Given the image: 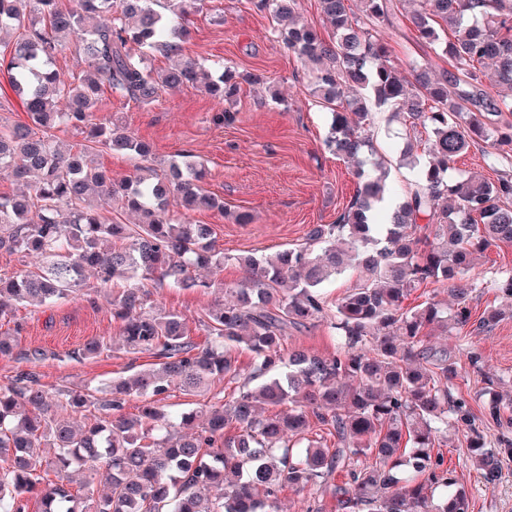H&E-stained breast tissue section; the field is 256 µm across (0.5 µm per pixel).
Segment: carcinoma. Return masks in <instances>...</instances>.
Returning <instances> with one entry per match:
<instances>
[{
	"mask_svg": "<svg viewBox=\"0 0 512 512\" xmlns=\"http://www.w3.org/2000/svg\"><path fill=\"white\" fill-rule=\"evenodd\" d=\"M297 2L255 6L276 22V38L314 69L310 91L331 111L325 147L353 161L374 151L365 129L371 98L410 129L429 131V163L390 222H371L387 175L374 162L372 172L358 170L361 185L334 223L311 225L296 249L257 258L225 254L211 225L170 214L174 193L188 210L224 211V202L199 185L192 152L179 153L167 173L148 167V174L119 182L94 161L100 148L149 156L137 138L95 122L104 90L143 104L189 86L226 103L238 97L240 82L228 69L215 78L187 59L159 77L147 65L151 53L181 55L190 35L185 0H0V34L11 33L0 73L30 120L0 128V174L26 188L18 197L0 196V250L39 259L34 271L0 274V322H11L18 304L40 306L79 292L90 272L96 289L108 292L123 349L157 359L113 381L103 397L72 390L51 401L33 371L46 351L0 332V356L23 366L0 385V458L10 461L0 473V512H27L33 495L41 512H87L69 489L75 468L107 484L94 512H278L284 488L312 486L336 501V512H468L466 492L448 491L456 481L443 456L433 454L450 413L465 427L484 480L496 479L497 454L451 399L456 365L427 341L469 324L464 277L475 251L512 243V180L448 178L474 139L512 145L505 119L512 114V0H417L412 24L448 57L441 70L390 60L386 43L366 28L390 24L388 0H360L359 15L347 0H319L329 39L294 22ZM447 28L451 40L442 36ZM69 42L90 74L67 84L50 64ZM488 63L507 90L496 98L483 89ZM61 125L84 141L62 150L48 136ZM114 200L139 222L106 219L102 206ZM229 262L244 272L233 285L193 277L196 270L220 273ZM349 269L357 282L329 315L324 285ZM143 280L225 291L229 299L203 321L207 342H194L182 315L153 304ZM432 283L449 285L453 306L404 307L414 290ZM327 315L339 340L335 355L284 348L292 330ZM504 316L493 309L476 329L489 332ZM240 347L252 354L247 382L205 420L172 417L156 406L172 388L196 396L237 376ZM111 349L97 339L74 355L94 358ZM132 397L145 400L137 415L123 413ZM265 406L279 411L266 415ZM79 415L88 423L77 429ZM313 423L336 437V448L307 439ZM48 450L57 480L41 489L38 471ZM337 475L347 482L336 483Z\"/></svg>",
	"mask_w": 512,
	"mask_h": 512,
	"instance_id": "carcinoma-1",
	"label": "carcinoma"
}]
</instances>
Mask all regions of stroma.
<instances>
[{"mask_svg":"<svg viewBox=\"0 0 512 512\" xmlns=\"http://www.w3.org/2000/svg\"><path fill=\"white\" fill-rule=\"evenodd\" d=\"M397 18L393 26L379 28L396 62L411 61L444 68L448 60L439 48L422 39L409 20L407 0H392ZM190 36L184 58L220 63L239 73L264 75V84L242 83L231 105H224L195 88L164 95L150 104H135L101 93L97 122L122 123L148 143L152 166L166 170L174 155L189 150L205 171L203 188L223 199V212L188 211L172 200L175 218L214 228L217 249L224 253L270 255L301 246L310 225L332 223L356 192L355 165L329 153L324 146L331 115L309 92L310 70L271 32L269 14L258 11L254 0H196L189 14ZM231 109L230 124L214 121L216 113ZM368 132L378 157L388 164L385 199L376 208V220L385 223L394 203L400 202L417 181L416 166L402 164L400 151L407 139H427L426 130L412 131L392 121L386 108L372 107ZM453 175L477 174L488 180L512 178V149L491 150L477 141L459 156ZM249 215L246 224L238 215ZM512 275V243H498L475 254L466 280L472 287L469 306L473 317L488 309L512 305V298L497 291V282ZM164 309L183 314L196 341H204L201 318L217 303L214 291L166 285L153 295ZM16 323L6 331H18L25 347L46 350L37 368L48 395L61 390L95 389L133 367L150 363L147 354L112 350L89 359L72 353L92 339L118 338L112 307L105 297L78 295L40 308L18 307ZM431 345L447 347L457 367L451 390L453 400L464 402L487 445L499 455L500 472L493 482L484 481L468 450L464 431L448 434L439 449L445 464L469 497L470 512H512V408L500 419L490 418L491 391L512 399V318L500 321L489 332L472 327L453 330L450 336H433ZM289 347L330 357L338 349L336 336L326 320L311 321L293 333ZM478 363H471L469 353ZM237 383L224 379L208 392L187 396L171 392L166 411L209 410L229 399Z\"/></svg>","mask_w":512,"mask_h":512,"instance_id":"1","label":"stroma"}]
</instances>
